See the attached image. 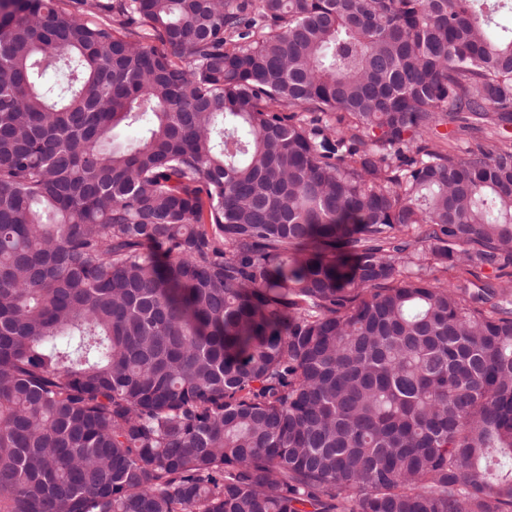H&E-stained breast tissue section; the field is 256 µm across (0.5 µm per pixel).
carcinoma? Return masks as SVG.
Returning <instances> with one entry per match:
<instances>
[{"mask_svg":"<svg viewBox=\"0 0 512 512\" xmlns=\"http://www.w3.org/2000/svg\"><path fill=\"white\" fill-rule=\"evenodd\" d=\"M2 9L0 512H512V0ZM418 251L422 263L428 267L427 274L430 279H437L441 284H447L448 287H455L463 285L468 282L479 283L480 280H485V277L494 278L496 275L503 274L499 281L512 280V264L502 268L501 271L492 269L491 267H483L478 269H471L472 272L466 270L465 267H447L435 264L431 252L429 242L418 244Z\"/></svg>","mask_w":512,"mask_h":512,"instance_id":"carcinoma-1","label":"carcinoma"}]
</instances>
